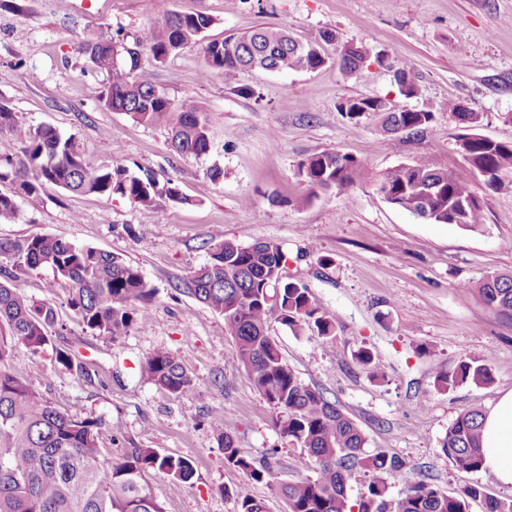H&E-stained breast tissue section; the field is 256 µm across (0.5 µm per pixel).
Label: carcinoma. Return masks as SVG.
<instances>
[{
	"label": "carcinoma",
	"mask_w": 512,
	"mask_h": 512,
	"mask_svg": "<svg viewBox=\"0 0 512 512\" xmlns=\"http://www.w3.org/2000/svg\"><path fill=\"white\" fill-rule=\"evenodd\" d=\"M211 24L205 14H172L145 26L131 44L119 32L83 42L81 51L91 67L107 74L100 105L126 113L139 125L167 126L171 146L178 154L200 158L212 148L208 117L195 108L173 111L168 94L138 74L140 51L146 49L162 62L183 47L201 42L203 78L222 76L227 81L235 80L245 69L287 73L313 71L326 63L322 47L305 44L284 28L262 26L206 42L204 33ZM336 52V63L349 76L357 74L370 56L365 46L348 43ZM395 79L402 95H418L417 77L410 64L401 63ZM461 105L450 100L443 109L458 116L462 127L470 130L463 155L470 173L493 192L511 189L512 181L505 177L512 174V143L484 140L472 132L480 115L462 111ZM338 109L351 119L375 112L388 134L401 129L422 133L432 119L427 110L388 112L376 99H346ZM3 132L13 134L23 148L19 157L0 156V183L12 185L11 192H0V220L13 218L19 201L38 195L46 184L73 193L119 195L145 208L157 206L163 198L183 201L180 189L170 180L161 184L152 175L140 176L120 165L90 167L74 136H65L51 125L27 126L1 102ZM361 172L359 163L334 150L313 154L298 164V173L312 193L342 191ZM377 190L384 192L387 202L396 200L419 218L424 212L431 214L432 223L468 229L484 224L481 201L468 180L440 161L428 166L397 165L382 176ZM3 261L17 268L51 269L69 283L70 306L83 326L109 338L129 328L136 305L149 303L155 295L141 271L122 255L78 248L52 235L0 240ZM284 261L274 243L242 245L224 240L217 230L211 236L210 259L192 272L189 291L224 318L237 345L238 364L252 389L273 409L274 427L280 436L315 460L314 479L280 488L285 512H469L472 501L482 502L483 512H512V500L499 499L475 483L450 495L420 480L401 496H388L389 481L406 477L407 463L397 456L366 453L367 438L358 424L322 391L296 376L270 335L273 319L296 333L314 330L330 338L336 330L335 317L315 302L305 285L282 279L279 289L266 287L271 276L282 274ZM477 291L487 306L512 315V274H492L477 285ZM56 322L53 304L31 300L0 281V512H165L146 475L158 470L190 484L195 476L191 460L155 448L133 447L112 461L101 447L104 432H112V427L57 409L10 370L15 346L43 352L51 345ZM142 376L174 395L194 387L186 367L166 349L147 356ZM468 381L492 382L487 361L463 360L453 372L436 376L442 390ZM481 416L478 410L459 415L441 443L444 455L465 472L480 469ZM223 447L226 463L247 476V482L226 492L236 512H265V506L252 495L251 483L262 480L266 469L242 456L232 438L224 437ZM359 469L371 473V480L352 503L347 488Z\"/></svg>",
	"instance_id": "carcinoma-1"
}]
</instances>
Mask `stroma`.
<instances>
[{"label":"stroma","mask_w":512,"mask_h":512,"mask_svg":"<svg viewBox=\"0 0 512 512\" xmlns=\"http://www.w3.org/2000/svg\"><path fill=\"white\" fill-rule=\"evenodd\" d=\"M213 18L207 39L253 27L288 29L306 43L323 31L326 64L314 71L240 73L234 83L202 78L200 46L191 44L163 62L142 53L140 71L163 88L175 108L207 113L213 148L182 157L163 126L133 123L99 105L106 76L90 71L82 42L101 34L134 37L172 13ZM365 45L388 55L368 61L353 77L335 59L337 44ZM406 62L419 95L405 98L394 81ZM252 95H242V88ZM347 98H382L397 110L424 109L425 133H384L380 119H349ZM454 99L479 112L478 134L512 143V0H0V101L30 126L49 124L77 138L87 162L173 180L183 200L145 209L120 196L80 195L47 184L21 201L16 218L0 221V240L33 234L78 247L119 253L155 290L127 332L107 338L86 330L68 304L69 289L47 269L13 271V285L35 301L52 303L58 322L52 347L40 354L17 346L11 370L62 411L114 425L106 457L122 449L154 448L196 464L192 483L154 471L149 482L165 512H234L224 492L246 475L224 462L220 434L242 455L267 463L271 473L253 493L268 512H284L280 485L313 478L316 463L273 425V411L248 384L223 317L185 292L192 271L207 262L213 231L249 245L277 244L283 274L309 288L336 318V336L293 333L274 322L270 333L299 379L323 391L361 427L368 452L404 459L407 480H392L399 496L407 481L426 480L446 493L478 483L512 499V487L492 475L458 470L441 442L462 413L487 410L512 389V316L486 306L476 286L492 273L512 274V191L470 185L483 202L484 225L471 231L431 224L389 204L372 184L400 164L444 162L469 173L456 143L464 130L442 105ZM121 152L102 151L103 138ZM335 150L365 172L344 191L309 193L299 162ZM224 171L211 181L212 166ZM170 350L194 379L173 395L140 376L154 350ZM72 354L74 368L54 360ZM370 350L374 361L356 356ZM489 360L490 385L465 383L449 391L437 373L465 358ZM222 432H214L213 419Z\"/></svg>","instance_id":"35a3bbf8"}]
</instances>
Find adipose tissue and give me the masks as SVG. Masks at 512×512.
Here are the masks:
<instances>
[{"instance_id":"obj_1","label":"adipose tissue","mask_w":512,"mask_h":512,"mask_svg":"<svg viewBox=\"0 0 512 512\" xmlns=\"http://www.w3.org/2000/svg\"><path fill=\"white\" fill-rule=\"evenodd\" d=\"M482 472L512 486V390L502 394L482 416Z\"/></svg>"}]
</instances>
